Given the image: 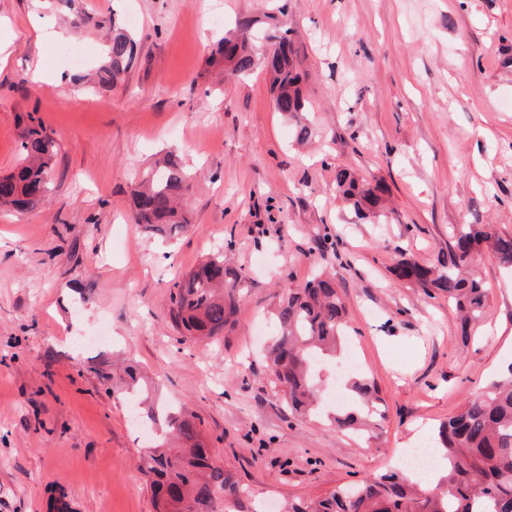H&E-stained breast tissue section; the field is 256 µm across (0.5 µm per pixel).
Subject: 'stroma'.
Wrapping results in <instances>:
<instances>
[{
    "label": "stroma",
    "instance_id": "1",
    "mask_svg": "<svg viewBox=\"0 0 512 512\" xmlns=\"http://www.w3.org/2000/svg\"><path fill=\"white\" fill-rule=\"evenodd\" d=\"M267 15L293 31L307 72L302 145L263 71L208 65L236 19ZM132 16L140 48L122 79L61 93L67 55L96 68L110 21ZM31 116L56 153L46 200L0 211V512L60 497L73 512H155L139 470L151 442L127 393L101 385L103 358L195 414L257 506L397 466L512 361V273L490 253L467 337L446 296L393 273L402 252L431 263L460 224L512 234V0H0V172ZM167 152L193 175L190 224L151 235L132 195ZM341 168L383 185L385 217L363 223L337 196ZM219 250L246 279L204 345L172 319L170 291ZM320 270L384 400L369 439L290 414L264 358L280 299ZM101 332L108 343L84 350Z\"/></svg>",
    "mask_w": 512,
    "mask_h": 512
}]
</instances>
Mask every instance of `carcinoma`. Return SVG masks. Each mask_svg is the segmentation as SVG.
<instances>
[{"label": "carcinoma", "instance_id": "carcinoma-1", "mask_svg": "<svg viewBox=\"0 0 512 512\" xmlns=\"http://www.w3.org/2000/svg\"><path fill=\"white\" fill-rule=\"evenodd\" d=\"M260 24L262 20L253 17L239 20L232 33L219 39L209 64L222 65L238 76L263 66L276 110L295 124L297 139L304 141L311 130L303 123L301 62L294 40L288 29L270 35L263 55L254 50V31ZM137 44L132 34L112 25L109 63L95 72L100 85L117 83L131 65ZM29 121L22 134L21 163L0 175V208L27 211L47 196L56 144L41 122L33 117ZM158 165L134 193V219L148 233H174L188 226L182 206L191 189L190 174L169 156ZM336 193L360 220L383 211L382 186L361 182L347 169L336 171ZM484 248L502 268L512 271V235L493 233L488 224H462L453 229L448 250L438 252L433 264L420 265L401 252L394 273L429 295H448L465 335L485 305L483 284L469 275ZM242 279L241 271L224 265L223 254L208 258L174 283V320L191 338L216 341L236 308V288ZM277 320L278 336L269 352L272 373L283 387L288 408L312 417L325 403L321 374L336 365L338 354L351 342L346 307L335 281L319 275L288 289ZM125 374L138 418L150 428L160 409L137 385L132 371ZM344 389L350 401L329 407L328 417L339 430L361 435L381 400L377 384L361 372ZM167 427L184 447L172 454L157 444L142 465L151 478L158 512H250L245 505L249 491L215 463L197 424L182 413L167 416ZM430 435L431 448L444 459V474L435 485L423 487L403 471H389L340 487L320 500L290 503L288 512H512V362L484 394L435 426Z\"/></svg>", "mask_w": 512, "mask_h": 512}]
</instances>
